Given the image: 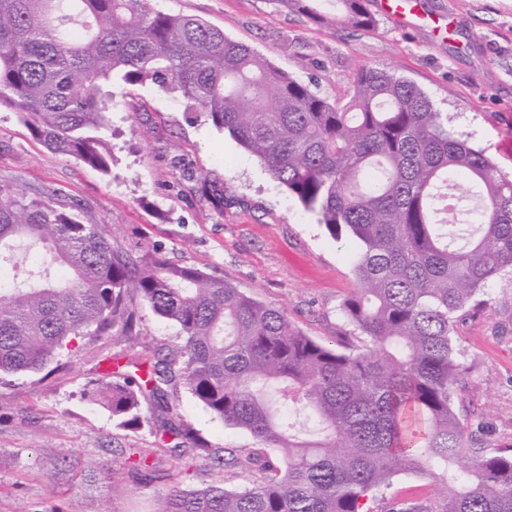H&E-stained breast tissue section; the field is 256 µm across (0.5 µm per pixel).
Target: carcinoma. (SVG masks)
Listing matches in <instances>:
<instances>
[{
    "label": "carcinoma",
    "instance_id": "obj_1",
    "mask_svg": "<svg viewBox=\"0 0 512 512\" xmlns=\"http://www.w3.org/2000/svg\"><path fill=\"white\" fill-rule=\"evenodd\" d=\"M285 2L325 27L376 24L367 0H336L334 21L316 0ZM148 82L178 90L258 157L332 237L358 241V288L341 305L353 332L320 343L224 278L132 253L50 194L0 181V270L12 271L0 374H38L87 336L136 335L137 300L177 325L182 344L164 356L143 347L135 373L105 371L91 396L127 429L152 402L176 443L134 448L124 465L139 473L162 455L207 451L176 421L167 386L177 374L259 444L218 459L252 472L248 484L177 482L156 512H379L403 473L434 479V494L385 512H512V448H485L461 419L455 388L467 367L453 342L456 315L512 272V177L391 70L358 69L348 101L332 103L153 0H0V108L47 149L110 173L112 86ZM22 243L43 248L42 266L16 261ZM52 267L65 277L50 280Z\"/></svg>",
    "mask_w": 512,
    "mask_h": 512
}]
</instances>
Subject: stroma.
Returning a JSON list of instances; mask_svg holds the SVG:
<instances>
[{"mask_svg": "<svg viewBox=\"0 0 512 512\" xmlns=\"http://www.w3.org/2000/svg\"><path fill=\"white\" fill-rule=\"evenodd\" d=\"M156 8L195 15L267 56L329 100L347 97L357 67L395 70L424 90L448 125L512 175V0H420L425 21L405 26L377 14L375 27L325 28L283 0H155ZM110 174L48 150L19 119L0 109V180L48 192L83 221L102 223L130 251L157 249L170 261L224 277L284 310L293 324L331 344L348 332L341 305L356 288L358 243L333 238L315 214L278 186L259 159L179 92L147 83L124 87L112 112ZM484 306L454 326L468 373L462 416L489 449L512 448V288L489 283ZM135 343L82 340L62 368L0 377V512H156L174 484L236 487L250 476L192 455L181 474L143 477L121 469L133 448H160L154 407L144 424L119 427L85 393L106 357L129 361L133 345L169 353L178 327L140 306ZM184 424L213 452L253 448L246 431L224 425L174 380L169 389ZM120 472L106 486L86 481L99 463Z\"/></svg>", "mask_w": 512, "mask_h": 512, "instance_id": "obj_1", "label": "stroma"}]
</instances>
